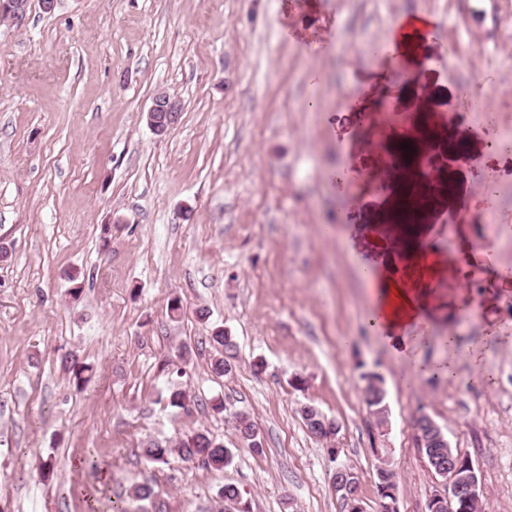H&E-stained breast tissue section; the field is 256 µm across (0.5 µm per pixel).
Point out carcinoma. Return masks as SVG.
Here are the masks:
<instances>
[{"label":"carcinoma","mask_w":512,"mask_h":512,"mask_svg":"<svg viewBox=\"0 0 512 512\" xmlns=\"http://www.w3.org/2000/svg\"><path fill=\"white\" fill-rule=\"evenodd\" d=\"M209 341L215 350L211 358V370L219 376H228L234 367L236 359L235 344L233 336L221 326L212 329ZM382 383V377L374 373L370 375V381L366 382L363 389V398L369 413L380 412L386 404V395ZM168 403L183 410L189 409L191 404L190 395L185 389L176 385L168 389ZM235 430L246 445L254 453L263 452V443L260 436H252L258 431L257 425L246 413L239 412L233 415ZM424 416H419L415 422V437L420 450L425 457L433 456L438 459L439 464H448V454L443 452L433 441L430 431L424 425ZM177 455L181 460L193 462L206 469L220 470L232 462V452L224 447V444L214 440L210 435L202 431H194L184 438L178 440L174 445L159 442H149L142 448L144 458L152 463L166 464L171 455ZM397 485L395 473L387 468L379 469L377 473V487L379 493V512H386V503L391 497L384 493L386 489H393ZM224 504H239L236 512H250L248 503L243 501L237 487L226 485L221 491Z\"/></svg>","instance_id":"cac0c4a2"}]
</instances>
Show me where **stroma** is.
<instances>
[{
  "mask_svg": "<svg viewBox=\"0 0 512 512\" xmlns=\"http://www.w3.org/2000/svg\"><path fill=\"white\" fill-rule=\"evenodd\" d=\"M416 13L432 16L442 64L382 107L424 95L480 131L431 138L434 199L469 192L429 228L383 211L380 157L352 114L363 73L398 64L371 46ZM464 86L493 110L491 135L459 108ZM160 92L182 104L162 136L146 122ZM492 135L512 138V0H58L50 13L31 0L22 22L0 20V512H113L143 483L149 512H219L229 483L251 512H344L338 467L377 512L382 464L399 512H426L443 482L414 438L423 414L472 459L484 512H512V155ZM371 225L391 249L459 254L429 280L430 323L407 329L423 362L456 336L453 377L405 384L411 364L369 325ZM215 325L237 346L228 376L210 368ZM70 359L91 368L83 388ZM368 372L384 379L383 429ZM175 382L190 411L168 405ZM304 404L339 423L333 443L308 433ZM238 412L262 453L239 440ZM193 429L231 464L143 459L145 442ZM374 380V382H369L368 379ZM363 379H366V385L363 389V398L366 404L367 410L370 414L380 412L385 406L386 395L385 391L382 387V377L373 373L372 375L363 376ZM380 384V386L377 385ZM234 427L246 447L254 453L263 452V443L259 432L252 438V432H257L258 428L255 422L246 413L239 412L234 414Z\"/></svg>",
  "mask_w": 512,
  "mask_h": 512,
  "instance_id": "obj_1",
  "label": "stroma"
}]
</instances>
